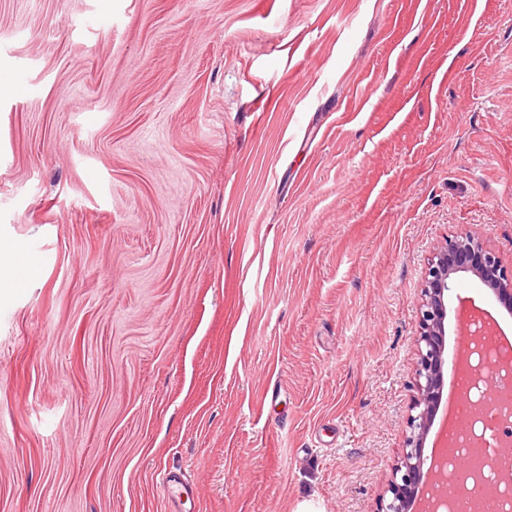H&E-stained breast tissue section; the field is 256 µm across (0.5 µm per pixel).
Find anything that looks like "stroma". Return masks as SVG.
Listing matches in <instances>:
<instances>
[{"label":"stroma","mask_w":512,"mask_h":512,"mask_svg":"<svg viewBox=\"0 0 512 512\" xmlns=\"http://www.w3.org/2000/svg\"><path fill=\"white\" fill-rule=\"evenodd\" d=\"M1 70L0 512H381L435 246L512 270V0H0ZM25 249L13 243H0V288H16L32 274Z\"/></svg>","instance_id":"35a3bbf8"}]
</instances>
